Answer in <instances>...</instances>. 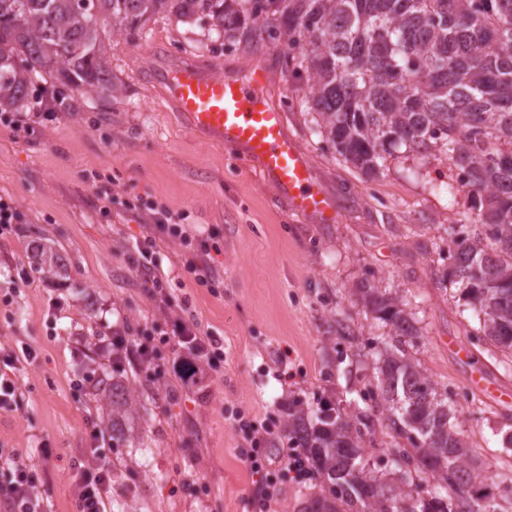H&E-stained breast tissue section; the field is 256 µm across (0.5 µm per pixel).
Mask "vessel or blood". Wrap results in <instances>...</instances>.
<instances>
[{"label": "vessel or blood", "mask_w": 512, "mask_h": 512, "mask_svg": "<svg viewBox=\"0 0 512 512\" xmlns=\"http://www.w3.org/2000/svg\"><path fill=\"white\" fill-rule=\"evenodd\" d=\"M162 98L193 133L233 149L304 219L330 223L336 204L318 184L310 157L289 135L260 63L246 75L214 73L188 63L161 72Z\"/></svg>", "instance_id": "obj_1"}]
</instances>
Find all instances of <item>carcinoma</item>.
I'll list each match as a JSON object with an SVG mask.
<instances>
[{
    "mask_svg": "<svg viewBox=\"0 0 512 512\" xmlns=\"http://www.w3.org/2000/svg\"><path fill=\"white\" fill-rule=\"evenodd\" d=\"M199 28L230 49L277 42L291 77L307 94V111L336 152L368 176L397 148L438 151L460 171L478 210L480 230L460 214L445 232L451 282L479 324L501 342L512 328V0H0V106H25L33 80H57L81 94L116 91L105 40L141 32L158 14ZM39 269L66 272L57 252L33 247ZM375 318L390 327L375 356L376 383L365 408L348 415L324 404L306 421L288 412V439L339 501V512H410L412 498L371 468L364 436L381 416L401 479L430 496L416 512H496L494 492L470 467V448L412 354L416 329L407 303L375 288L361 290ZM112 447L125 444L132 397L121 382L104 391ZM442 434L435 453L428 439ZM484 490L472 502L458 486Z\"/></svg>",
    "mask_w": 512,
    "mask_h": 512,
    "instance_id": "cac0c4a2",
    "label": "carcinoma"
}]
</instances>
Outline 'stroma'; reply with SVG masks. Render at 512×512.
<instances>
[{
	"label": "stroma",
	"instance_id": "1",
	"mask_svg": "<svg viewBox=\"0 0 512 512\" xmlns=\"http://www.w3.org/2000/svg\"><path fill=\"white\" fill-rule=\"evenodd\" d=\"M206 43L199 29L157 17L140 36L108 45L117 92L73 93L52 117L24 107V133L0 124V195L23 217L0 232V346L36 353L17 365L12 409H0V448L41 471L46 512H75L73 465L91 427L112 423L84 383L112 372L96 344L116 325L131 335L148 329L156 362L167 368L179 351L170 325L190 316L223 338L224 367L186 386L170 374L149 380L125 362L136 419L130 441L107 453L119 465L110 510L260 512V477L232 422L282 421L293 399L313 405L372 381L369 346L389 328L355 295L366 285L408 302L413 355L447 391L472 454L487 475L512 474L501 442L512 429V352L478 339L458 286L442 278L445 229L468 200L457 169L443 155L400 148L377 176L361 174L316 133L280 47L214 53ZM186 61L241 73L257 62L268 67L289 133L336 201L334 223L289 212L248 162L190 132L162 104L156 73ZM102 186L115 199L108 214L99 210ZM142 197L213 231L219 249L204 262L221 275L215 287L185 272L179 242L161 240L171 303L160 307L136 272L137 242L160 231L125 209ZM36 241L67 257V277L35 269ZM56 298L62 310H52ZM474 370L508 399L471 388ZM45 444L55 450L48 460Z\"/></svg>",
	"mask_w": 512,
	"mask_h": 512
}]
</instances>
